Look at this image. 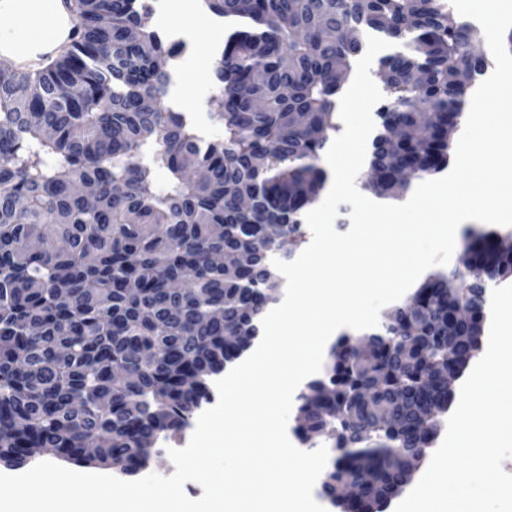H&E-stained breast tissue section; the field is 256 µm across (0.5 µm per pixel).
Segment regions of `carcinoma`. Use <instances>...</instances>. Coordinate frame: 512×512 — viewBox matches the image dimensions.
I'll use <instances>...</instances> for the list:
<instances>
[{
    "instance_id": "obj_1",
    "label": "carcinoma",
    "mask_w": 512,
    "mask_h": 512,
    "mask_svg": "<svg viewBox=\"0 0 512 512\" xmlns=\"http://www.w3.org/2000/svg\"><path fill=\"white\" fill-rule=\"evenodd\" d=\"M205 5L231 21L217 141L161 106L159 62L180 48L144 0H75L74 46L0 67V466L40 448L134 476L189 424L283 293L272 260L304 242L367 37L392 44L364 181L380 200L448 168L487 69L443 0ZM463 249L470 265L428 274L382 315L369 358L339 337L297 396L295 435L333 453L321 494L341 512H381L411 481L453 399L446 375L480 350L483 290L512 280V231H469ZM347 482L360 496L338 503Z\"/></svg>"
}]
</instances>
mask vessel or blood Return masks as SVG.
I'll return each mask as SVG.
<instances>
[{"label":"vessel or blood","mask_w":512,"mask_h":512,"mask_svg":"<svg viewBox=\"0 0 512 512\" xmlns=\"http://www.w3.org/2000/svg\"><path fill=\"white\" fill-rule=\"evenodd\" d=\"M69 0H0V19L7 21L0 36V58L22 64L37 55H47L78 37V22L71 16ZM39 26H32V19Z\"/></svg>","instance_id":"obj_1"}]
</instances>
